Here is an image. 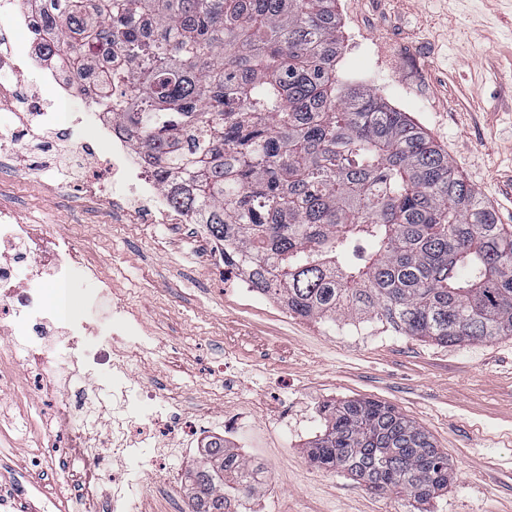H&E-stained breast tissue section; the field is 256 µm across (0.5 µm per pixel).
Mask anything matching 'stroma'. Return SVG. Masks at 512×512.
Returning a JSON list of instances; mask_svg holds the SVG:
<instances>
[{"instance_id":"35a3bbf8","label":"stroma","mask_w":512,"mask_h":512,"mask_svg":"<svg viewBox=\"0 0 512 512\" xmlns=\"http://www.w3.org/2000/svg\"><path fill=\"white\" fill-rule=\"evenodd\" d=\"M344 54L340 76L378 90L448 153L454 168L512 228V0H337ZM77 163L63 156L60 187L34 176L7 177L0 206L17 211L50 237H73L85 255L76 269L73 319L112 325L115 303L147 331L111 346L130 348L137 387L160 389L136 414L176 413L184 421L222 424L248 417L239 447L261 461L255 494L262 512H512V336L490 343L441 346L377 325L354 331L298 317L262 295L241 297L210 257L198 224H156L147 232L114 219L108 202L82 207L70 181ZM112 284L111 298L89 311L84 299ZM0 512H60L80 473L62 438L38 427L53 405L30 386L18 337L0 336ZM233 372L225 381L221 366ZM370 399L393 406L447 452L453 478L421 505L378 495L349 476L315 467L305 447L322 429L325 406ZM288 414L287 426L265 417ZM198 457L165 458L175 483L141 474L127 494L139 512H190L186 481Z\"/></svg>"}]
</instances>
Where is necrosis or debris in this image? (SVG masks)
Masks as SVG:
<instances>
[{
  "instance_id": "obj_1",
  "label": "necrosis or debris",
  "mask_w": 512,
  "mask_h": 512,
  "mask_svg": "<svg viewBox=\"0 0 512 512\" xmlns=\"http://www.w3.org/2000/svg\"><path fill=\"white\" fill-rule=\"evenodd\" d=\"M0 13L11 17L14 33L0 34V69L12 70L16 84L0 85V105L13 106L12 134L27 146V153L0 143V159L13 160L22 172H44L54 166L60 144H68L72 155L90 161L92 167L79 178L81 196L86 202L102 200L106 174L124 181L125 193L112 196V210L127 224H186L190 218L173 206L170 194L133 146L132 138L119 130L111 116L99 106V91L85 86L83 79L61 62L42 52L47 35L39 20L37 0H0ZM83 94L101 138L79 139L69 103ZM112 146V170L104 172L96 162L104 144ZM0 321H7L11 334L21 337L34 360L44 357V343L51 329H60L67 340L71 363L80 365L85 375H93L109 358L106 349L88 350L84 339L88 323L69 321L65 309L77 290L70 279L71 267L84 261L74 239L41 238L23 223L18 213L0 207ZM34 260V273L28 284L15 285L18 265ZM54 288L56 305L45 303L46 288ZM155 391L133 390L127 370L117 366L103 397L81 396L62 404L57 419L68 435V446L83 464V480L77 493L79 512H127V487L138 479L130 462L140 449L154 441L156 418H137L131 409L139 400L156 399ZM110 414L107 430H98L103 414Z\"/></svg>"
}]
</instances>
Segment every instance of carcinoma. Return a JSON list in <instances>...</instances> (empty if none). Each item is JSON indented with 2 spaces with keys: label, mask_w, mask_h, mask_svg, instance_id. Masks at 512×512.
Masks as SVG:
<instances>
[{
  "label": "carcinoma",
  "mask_w": 512,
  "mask_h": 512,
  "mask_svg": "<svg viewBox=\"0 0 512 512\" xmlns=\"http://www.w3.org/2000/svg\"><path fill=\"white\" fill-rule=\"evenodd\" d=\"M41 2L46 50L99 76L175 207L258 292L448 346L512 336V230L406 113L340 80L336 0ZM306 453L419 503L452 478L429 434L375 400L328 408ZM249 473L210 444L195 512H227Z\"/></svg>",
  "instance_id": "carcinoma-1"
}]
</instances>
